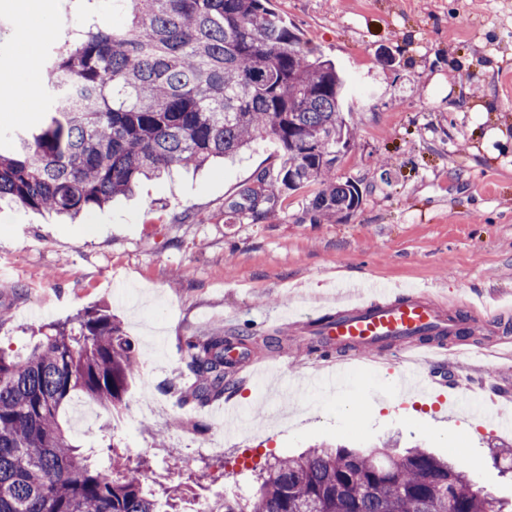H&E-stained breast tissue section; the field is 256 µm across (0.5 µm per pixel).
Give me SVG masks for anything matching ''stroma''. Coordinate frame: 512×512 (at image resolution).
I'll use <instances>...</instances> for the list:
<instances>
[{
    "label": "stroma",
    "mask_w": 512,
    "mask_h": 512,
    "mask_svg": "<svg viewBox=\"0 0 512 512\" xmlns=\"http://www.w3.org/2000/svg\"><path fill=\"white\" fill-rule=\"evenodd\" d=\"M349 79L356 136L337 173L358 181L360 208L312 221L307 191L288 196L264 221L226 223L240 186L278 166L271 140L235 160L143 181L70 221L45 211L0 208V348L27 354L33 336L89 308L120 322L141 368L120 419L97 410L131 461L147 457L167 483L192 479L198 494L249 495L274 455L337 444L370 449L394 438L470 463L476 487L512 501V472L490 457L512 432L428 407L426 395L386 399L390 353L351 361L342 390L281 403L274 389L314 371L322 354L311 332L318 308L347 286L428 289L437 299L491 302L505 313L470 336L481 356L439 367V383L466 384L501 406L512 366L499 359L512 337V0H270ZM51 28L44 55L69 28L110 23L107 0H36ZM22 23L0 0V76L14 73ZM43 103L14 117L0 104V153L16 132L38 127ZM251 336L257 363H282L264 387L239 382L228 400L241 425L225 432L211 409L181 405L164 383L192 385L183 362L188 336ZM287 341L267 350L265 337ZM366 402L349 414L351 396ZM165 431L164 445L154 437ZM210 439L207 448L200 439Z\"/></svg>",
    "instance_id": "stroma-1"
}]
</instances>
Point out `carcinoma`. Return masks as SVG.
<instances>
[{
    "label": "carcinoma",
    "mask_w": 512,
    "mask_h": 512,
    "mask_svg": "<svg viewBox=\"0 0 512 512\" xmlns=\"http://www.w3.org/2000/svg\"><path fill=\"white\" fill-rule=\"evenodd\" d=\"M268 2L112 0L126 23L79 30L42 58L49 118L18 152L0 155V202L74 218L144 178L269 138L284 151L278 167L258 172L227 213L256 223L315 185L306 213L349 216L363 191L336 175L355 139L347 79ZM229 342L185 339L196 377L185 401L235 392ZM139 368L130 337L101 309L81 314L76 329L50 326L25 357L0 350V512H179L190 484L150 477V462L132 464L111 436L87 450L64 421L76 397L120 412ZM467 469L423 448L401 457L386 444L312 448L274 459L252 498L224 496L211 512H508Z\"/></svg>",
    "instance_id": "carcinoma-1"
}]
</instances>
